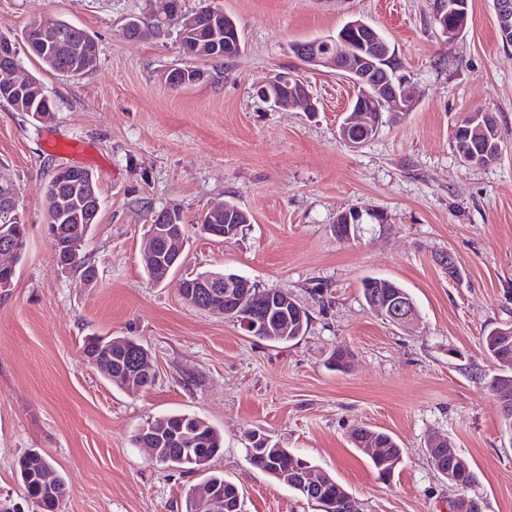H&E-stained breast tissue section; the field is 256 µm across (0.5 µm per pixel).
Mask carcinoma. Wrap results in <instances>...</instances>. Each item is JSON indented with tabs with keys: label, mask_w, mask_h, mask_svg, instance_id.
I'll return each mask as SVG.
<instances>
[{
	"label": "carcinoma",
	"mask_w": 512,
	"mask_h": 512,
	"mask_svg": "<svg viewBox=\"0 0 512 512\" xmlns=\"http://www.w3.org/2000/svg\"><path fill=\"white\" fill-rule=\"evenodd\" d=\"M457 3L456 9L449 10L446 23L452 27L469 18V0H450ZM236 22L220 8L210 4L190 13L189 21L176 23L180 46L195 49L213 59L233 58L241 51L236 44L228 51L224 47V27H232ZM168 25L158 20L149 23L138 16H132L126 23V31L131 39H140L150 34H161ZM23 41L28 52L37 58L47 69L71 77L81 76L92 70L97 63V45L92 36L82 28L63 20H56L31 37L27 31L21 36L0 30V42L13 45V56H18V41ZM379 64L383 72L393 74L402 68L394 49L389 42L381 45ZM198 68L183 66L168 71L167 83L173 89L191 87L199 82ZM0 101L9 104L18 112H27L39 120L49 119L54 110L52 99L43 83L31 78L28 87L20 94L8 87H0ZM455 131V147L459 157L471 158V165L485 167L495 163L502 150V137L498 120L490 112H472L459 124ZM83 171L54 182L52 193L46 196L48 210H53L57 198L72 193L76 182L82 180ZM249 214L237 205L226 202L224 211L216 213L207 210L200 218V224H248ZM403 287L390 279L378 285L375 278L369 277L362 284L364 299L376 293L391 297ZM272 335L262 340L283 344L303 336L308 328L309 317H300L291 310H274L269 316ZM483 345L488 356L494 361L496 374L488 382L491 392H496L503 383L512 384V325L496 326L483 336ZM143 349L136 340L128 337L91 336L84 340L82 353L86 362L96 361V370L113 385L121 389H132L137 385L150 386L144 373L132 376L126 372V355L131 349ZM152 437V446L159 449V463L182 472H198L223 450V437L207 421L185 414H170L154 417L145 422L134 437L140 442L143 434ZM353 447L366 455L380 479L394 474L402 463V448L388 433L370 430L362 432L356 428L351 432ZM427 452L431 463H441L446 471L465 487L474 483V472L469 461L460 455L450 440L436 445H428ZM247 454L251 464L272 477L278 483L304 495L297 486L299 470L307 461L301 456L280 447L276 443L248 442ZM18 475L23 489L40 512H64L66 489L64 478L52 484L41 480L37 460L29 453L18 461ZM204 495H197L192 488L187 498V512H240L237 508L236 490L238 485L224 475L211 473L202 482ZM319 495L331 501H341L349 492L333 476L323 474L319 485Z\"/></svg>",
	"instance_id": "carcinoma-1"
}]
</instances>
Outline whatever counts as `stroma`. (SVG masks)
<instances>
[{
	"label": "stroma",
	"mask_w": 512,
	"mask_h": 512,
	"mask_svg": "<svg viewBox=\"0 0 512 512\" xmlns=\"http://www.w3.org/2000/svg\"><path fill=\"white\" fill-rule=\"evenodd\" d=\"M211 2L237 23L242 50L201 61L204 79L175 90L163 78L184 62L174 36L132 40L124 31L129 16L149 19L157 0H0V26L11 32L61 19L98 46L81 77L19 48L22 71L54 101L50 120L0 103V169L21 189L26 225L13 285L0 290V498L33 512L16 462L37 449L66 481L65 512H185L201 475L166 468L134 441L146 420L175 413L223 435L213 468L240 488L242 512H319L253 467L249 430L335 477L362 512H450L459 491L426 451L440 434L470 462L482 512H512V431L482 346L487 329L512 325V46L502 45L493 0H471L453 40L429 0ZM355 18L388 40L417 91L407 114L383 116L356 149L337 128L357 87L291 50ZM278 73L306 79L317 112L256 97L255 85ZM478 110L494 113L503 134L500 159L486 167L463 163L454 144L458 122ZM59 140L83 150L64 156ZM69 165L91 173L101 200L82 248L98 272L90 284L57 267L47 230L45 185ZM218 201L250 215L224 243L195 223ZM351 207L381 210L385 221L339 240L336 215ZM165 208L182 215L184 250L157 283L141 247ZM208 271L287 292L310 317L305 335L276 345L189 306L180 279ZM368 277L406 288L416 321L397 326L370 309ZM94 335L142 343L157 371L152 386L125 391L88 366L82 345ZM339 346L351 353L340 370L329 361ZM360 427L401 446L390 480L353 448Z\"/></svg>",
	"instance_id": "35a3bbf8"
}]
</instances>
